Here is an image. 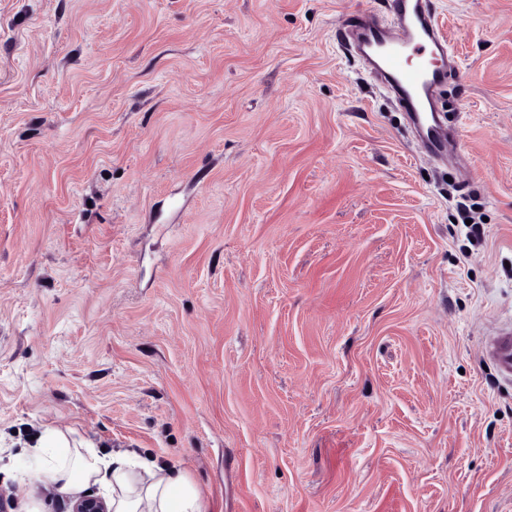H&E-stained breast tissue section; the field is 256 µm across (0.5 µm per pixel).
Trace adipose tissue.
Instances as JSON below:
<instances>
[{
    "mask_svg": "<svg viewBox=\"0 0 512 512\" xmlns=\"http://www.w3.org/2000/svg\"><path fill=\"white\" fill-rule=\"evenodd\" d=\"M39 478L61 495L98 486L110 512H204L196 487L179 470L130 452H102L74 431L43 425L31 446Z\"/></svg>",
    "mask_w": 512,
    "mask_h": 512,
    "instance_id": "obj_1",
    "label": "adipose tissue"
}]
</instances>
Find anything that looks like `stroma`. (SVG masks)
I'll list each match as a JSON object with an SVG mask.
<instances>
[{"instance_id":"stroma-1","label":"stroma","mask_w":512,"mask_h":512,"mask_svg":"<svg viewBox=\"0 0 512 512\" xmlns=\"http://www.w3.org/2000/svg\"><path fill=\"white\" fill-rule=\"evenodd\" d=\"M389 2L0 0L13 512L46 423L207 512H512V0H430L442 160L337 35ZM484 350L487 357L496 365L501 377L512 379V329L500 328L490 336Z\"/></svg>"}]
</instances>
